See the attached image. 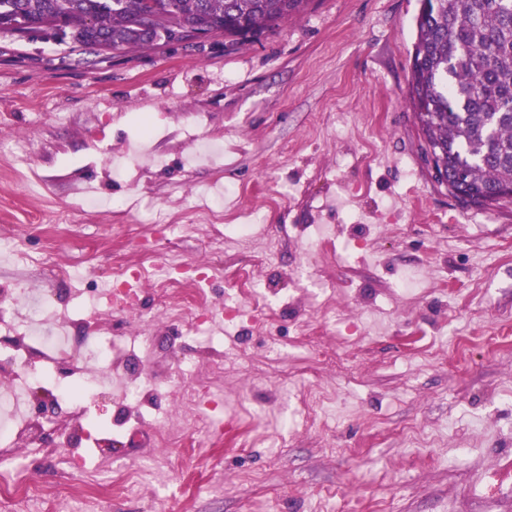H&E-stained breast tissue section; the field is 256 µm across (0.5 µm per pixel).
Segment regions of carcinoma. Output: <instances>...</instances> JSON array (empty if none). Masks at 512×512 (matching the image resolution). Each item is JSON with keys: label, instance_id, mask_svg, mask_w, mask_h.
<instances>
[{"label": "carcinoma", "instance_id": "cac0c4a2", "mask_svg": "<svg viewBox=\"0 0 512 512\" xmlns=\"http://www.w3.org/2000/svg\"><path fill=\"white\" fill-rule=\"evenodd\" d=\"M0 0V24L38 30L89 53L156 48L176 25L209 26L235 39L273 30L308 0ZM157 27L138 28L146 8ZM407 97L427 144L440 151L448 176L461 171L478 206L512 188V0H420Z\"/></svg>", "mask_w": 512, "mask_h": 512}]
</instances>
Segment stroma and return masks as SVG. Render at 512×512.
<instances>
[{
  "label": "stroma",
  "mask_w": 512,
  "mask_h": 512,
  "mask_svg": "<svg viewBox=\"0 0 512 512\" xmlns=\"http://www.w3.org/2000/svg\"><path fill=\"white\" fill-rule=\"evenodd\" d=\"M419 6L310 0L274 31L201 52L96 56L0 33V234L16 239L0 256V309L20 313L22 288L74 306L87 282L110 289L113 263L136 265L162 221L184 258L210 266L220 338L201 345L172 310L108 311L99 335L147 342L142 400L120 396L113 361V393L90 396L85 418L111 454L87 449L78 472L62 433L23 436L11 461L30 480L118 486L160 458L165 480L111 512H368L377 497L386 512H512V497H479L512 457V350L457 363L409 347L421 328L512 337V201L465 208L437 185L406 101ZM197 138L223 140V167L189 163ZM119 152L130 161L116 177ZM89 195L106 208L87 210ZM247 223L249 238L228 230ZM258 251L272 260L256 269ZM248 269L279 314L225 325L224 305L251 307L232 280ZM320 286L361 352L347 377L293 344ZM303 395L329 406L327 430L300 424Z\"/></svg>",
  "instance_id": "obj_1"
}]
</instances>
